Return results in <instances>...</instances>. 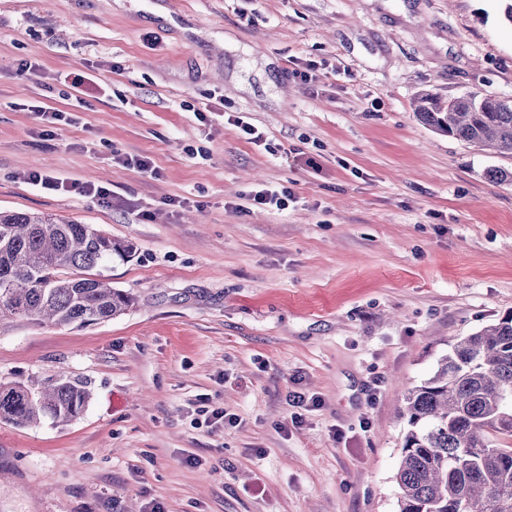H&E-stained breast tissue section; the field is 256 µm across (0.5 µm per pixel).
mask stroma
Wrapping results in <instances>:
<instances>
[{
    "label": "stroma",
    "mask_w": 512,
    "mask_h": 512,
    "mask_svg": "<svg viewBox=\"0 0 512 512\" xmlns=\"http://www.w3.org/2000/svg\"><path fill=\"white\" fill-rule=\"evenodd\" d=\"M504 7L0 0V211L132 242L104 274L138 299L0 329V382L91 390L68 425L0 421V512H396L404 386L512 311V182L488 175L512 157L414 114L426 90L512 99ZM280 186L286 210L238 212ZM201 407L236 422L196 427ZM29 180L31 184L46 190L75 192L81 196L94 199L100 205H112V192L106 187L79 181L67 183L65 179L43 176L38 172L32 173Z\"/></svg>",
    "instance_id": "1"
}]
</instances>
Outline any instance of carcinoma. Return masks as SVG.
I'll list each match as a JSON object with an SVG mask.
<instances>
[{
    "mask_svg": "<svg viewBox=\"0 0 512 512\" xmlns=\"http://www.w3.org/2000/svg\"><path fill=\"white\" fill-rule=\"evenodd\" d=\"M417 119L436 133L512 156V100L418 95ZM133 243L90 224L26 212H0V327L25 322L67 326L113 319L136 296L95 268L129 257ZM512 315L461 336L433 374L404 388L406 432L395 475L397 512H512ZM87 383L62 375L39 384L0 383V421L18 427L78 418Z\"/></svg>",
    "mask_w": 512,
    "mask_h": 512,
    "instance_id": "1",
    "label": "carcinoma"
}]
</instances>
